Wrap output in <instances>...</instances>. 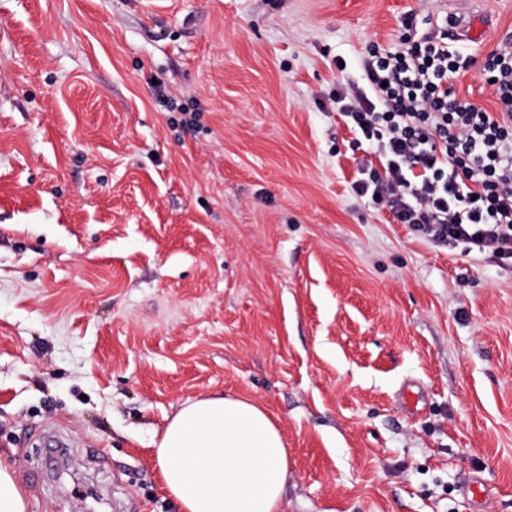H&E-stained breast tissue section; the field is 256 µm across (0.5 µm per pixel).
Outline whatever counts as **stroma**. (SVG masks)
Wrapping results in <instances>:
<instances>
[{
	"label": "stroma",
	"instance_id": "stroma-1",
	"mask_svg": "<svg viewBox=\"0 0 512 512\" xmlns=\"http://www.w3.org/2000/svg\"><path fill=\"white\" fill-rule=\"evenodd\" d=\"M453 93L512 39V0ZM449 0H0V460L28 512H179L178 407L254 400L286 512H512V262L351 185L330 105Z\"/></svg>",
	"mask_w": 512,
	"mask_h": 512
}]
</instances>
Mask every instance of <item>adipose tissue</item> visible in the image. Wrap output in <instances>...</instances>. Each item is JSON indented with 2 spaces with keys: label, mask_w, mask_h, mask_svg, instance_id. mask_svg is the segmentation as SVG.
Returning <instances> with one entry per match:
<instances>
[{
  "label": "adipose tissue",
  "mask_w": 512,
  "mask_h": 512,
  "mask_svg": "<svg viewBox=\"0 0 512 512\" xmlns=\"http://www.w3.org/2000/svg\"><path fill=\"white\" fill-rule=\"evenodd\" d=\"M156 461L181 512H281L288 451L275 418L252 400L185 402L163 432Z\"/></svg>",
  "instance_id": "1"
}]
</instances>
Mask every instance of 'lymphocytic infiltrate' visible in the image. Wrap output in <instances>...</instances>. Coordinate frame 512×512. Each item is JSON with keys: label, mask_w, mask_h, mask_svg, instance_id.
I'll list each match as a JSON object with an SVG mask.
<instances>
[{"label": "lymphocytic infiltrate", "mask_w": 512, "mask_h": 512, "mask_svg": "<svg viewBox=\"0 0 512 512\" xmlns=\"http://www.w3.org/2000/svg\"><path fill=\"white\" fill-rule=\"evenodd\" d=\"M462 57L443 38L408 36L387 54L363 58L365 88L333 92L341 116L376 156L352 189L434 241L511 259L512 45L483 64L500 104L494 114L452 96Z\"/></svg>", "instance_id": "lymphocytic-infiltrate-1"}]
</instances>
